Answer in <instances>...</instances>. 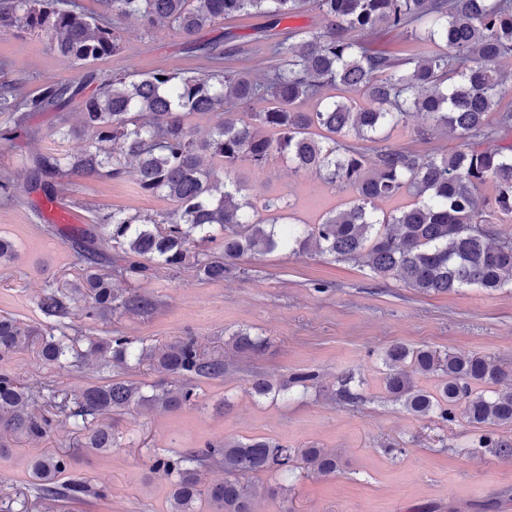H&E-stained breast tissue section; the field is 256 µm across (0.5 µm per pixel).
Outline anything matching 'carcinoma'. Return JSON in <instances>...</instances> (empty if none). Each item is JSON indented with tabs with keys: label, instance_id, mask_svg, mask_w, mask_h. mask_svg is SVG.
I'll return each mask as SVG.
<instances>
[{
	"label": "carcinoma",
	"instance_id": "carcinoma-1",
	"mask_svg": "<svg viewBox=\"0 0 512 512\" xmlns=\"http://www.w3.org/2000/svg\"><path fill=\"white\" fill-rule=\"evenodd\" d=\"M103 11L85 13L78 0H0V35L15 30L50 37L58 52L82 66L115 55L122 31L113 18L135 20L145 31L168 27L187 48L207 61L202 74L157 70L139 76L114 73L99 78L93 70L78 81L46 78L38 91L19 96L0 87V113L17 126L30 112H55L80 101V124L56 133L91 143L75 153L34 155L29 189L58 200L57 179L72 175L120 179L134 165L142 191L161 193L174 203L167 216L114 209L88 227L48 228L72 241L77 260L90 270L61 287L49 284L39 299L45 319L59 335L0 316V360L32 345L46 364L62 365L74 351L67 318L78 299L85 317L145 312L155 302L112 279L145 278L153 265L180 268L192 263L199 274L224 278V267L246 254L287 250L315 252L337 261L363 262L372 274L418 292H454L465 287L498 290L512 286V232L493 227L512 214V105L501 106L504 75L498 62L512 56V0H101ZM312 9L321 28L295 27L275 33L268 43L273 64L260 80L246 69L224 66L234 49L224 37L200 42L197 35L220 20L261 17L276 26ZM409 46L402 55L375 52L371 37L380 29ZM93 93H86L90 85ZM354 92L361 102L340 100ZM214 117L203 137L187 123L189 115ZM423 116L429 128H442L460 140L458 148L422 156L384 144L387 132ZM279 156L294 172L313 173L353 198L313 224H290L288 194L266 197L265 213L256 215L237 173L239 163L261 169ZM490 183L494 196L479 194ZM404 196L409 204L378 212L377 203ZM217 242L224 261L208 258L202 246ZM116 251L108 273L100 264V245ZM233 346L263 352L267 338L238 331ZM88 352L106 368L128 369L155 358L169 380L143 387L113 379L89 385L56 401L0 372V435L39 441L49 436L54 418L29 407L39 399L53 404L77 428H88L86 447L110 451L119 446L107 423L87 427L111 412L149 403L173 411L196 401L193 386L180 378L224 375V359L200 353L191 337L177 339L159 354L145 342L126 336L89 341ZM387 392L415 415L434 413L444 423L461 415L478 426H512V368L486 356H445L402 344L387 348ZM418 374L440 379L439 396L419 388ZM493 448L512 458V440L485 434L473 451ZM323 476L336 473L335 456L320 448L296 454L269 440L226 439L219 448L188 449L158 457L155 466L175 478L172 512H194L206 497L214 512H252L257 487L243 482L250 474L286 468L294 460ZM212 460L224 467V480L205 484L199 465ZM67 460L54 454L32 459L30 472L39 497L61 502L85 491L78 481L66 491L58 485Z\"/></svg>",
	"mask_w": 512,
	"mask_h": 512
}]
</instances>
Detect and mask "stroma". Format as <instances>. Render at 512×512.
<instances>
[{
    "label": "stroma",
    "instance_id": "obj_1",
    "mask_svg": "<svg viewBox=\"0 0 512 512\" xmlns=\"http://www.w3.org/2000/svg\"><path fill=\"white\" fill-rule=\"evenodd\" d=\"M256 24L253 18L223 21L203 35L235 33L239 51L231 66L257 72L267 65L268 53L252 41ZM122 28L119 53L94 66L99 76L206 66L169 28L147 33L131 20ZM84 73L40 33L18 30L0 36V85L32 93L44 76L78 80ZM79 112L75 103L61 112H33L26 134L0 138V174H9L18 192L16 200L0 198V235L16 250L13 260L0 262V315L33 326L46 324L37 306L45 286L78 280L82 270L70 244L46 235L43 219L28 204L23 192L30 177L27 161L35 154L75 150L77 141L55 130L77 126ZM421 123L417 116L408 127L391 131L388 145L423 155L457 147V140L442 132L416 139L413 129ZM240 174L249 196L288 193L292 220L299 224L311 223L352 196L328 188L315 175L294 172L280 157L259 170L241 163ZM57 190L63 207L83 224L113 208L153 216L173 208L165 196L142 192L132 172L120 180L73 176ZM134 286L155 301L151 312L91 320L74 306L67 322L80 355L69 366L44 364L30 348L1 359L0 370L32 388L47 384L70 394L115 377L147 386L162 377L152 361L130 370L103 368L95 358L83 357L87 338L122 335L158 350L191 336L201 352L223 355V376L193 379L198 397L181 409L143 406L110 416L119 446L109 453L82 447V433L71 420L57 417L48 437L16 443L0 456V508L8 504L12 512H44L29 465L33 456L47 451L68 455L66 479L87 487L61 512H169L174 485L154 469L156 456L233 437L321 448L339 462L328 477L301 467L254 476L255 484L276 489L256 499L255 512H512V459L491 448L471 452L483 428L462 418L444 423L433 414L413 415L383 382L384 352L395 343L442 354H479L512 365V288L426 295L375 278L360 263L286 251L246 255L220 280L159 265ZM241 329L265 336L266 349L258 355L235 351L230 338ZM300 373L313 374V381L305 387L295 383ZM257 378L269 380L273 392L256 395L251 385ZM346 378L355 395L351 401L339 395Z\"/></svg>",
    "mask_w": 512,
    "mask_h": 512
}]
</instances>
